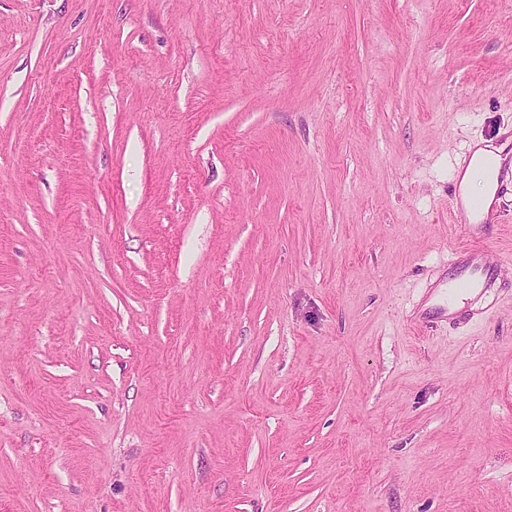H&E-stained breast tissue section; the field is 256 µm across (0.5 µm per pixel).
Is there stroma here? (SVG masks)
<instances>
[{"label": "stroma", "mask_w": 512, "mask_h": 512, "mask_svg": "<svg viewBox=\"0 0 512 512\" xmlns=\"http://www.w3.org/2000/svg\"><path fill=\"white\" fill-rule=\"evenodd\" d=\"M477 234L512 0H0V512H512ZM475 144L470 163L458 174L461 189V204L467 220L474 219L470 208V199L482 195L488 202L493 198L497 168L500 167L504 147ZM467 253L466 263L460 268L459 274L453 278L456 280L453 287L455 291L465 292L480 286L481 294L487 292L490 288H494L498 273L487 261L484 251L477 246H472Z\"/></svg>", "instance_id": "1"}]
</instances>
